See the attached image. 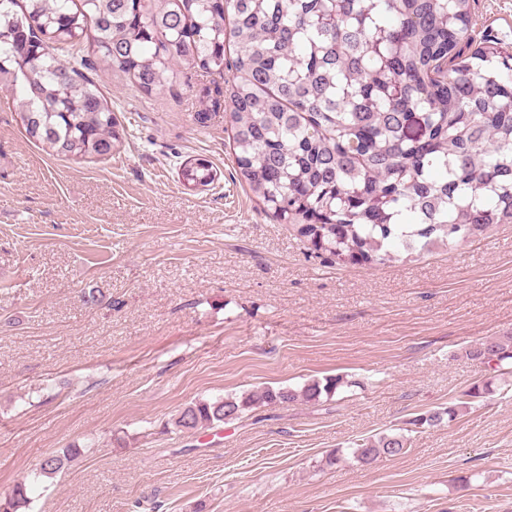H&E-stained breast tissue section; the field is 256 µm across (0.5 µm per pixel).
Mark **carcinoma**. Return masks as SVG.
Listing matches in <instances>:
<instances>
[{"label":"carcinoma","instance_id":"carcinoma-1","mask_svg":"<svg viewBox=\"0 0 512 512\" xmlns=\"http://www.w3.org/2000/svg\"><path fill=\"white\" fill-rule=\"evenodd\" d=\"M470 14V0H0V89L30 142L93 161L127 132L87 72L117 69L151 94L196 68L211 76L197 122L228 115L237 179L317 255L371 267L397 249H450L512 224V54L490 44L463 55ZM178 176L207 187L216 170L191 156ZM488 354L512 360V336L465 349L475 361ZM341 384L327 376L200 401L175 424L318 402ZM406 450L403 435L382 434L353 455L370 464ZM78 454L45 458L33 480ZM31 489L15 485L0 512L29 508Z\"/></svg>","mask_w":512,"mask_h":512}]
</instances>
